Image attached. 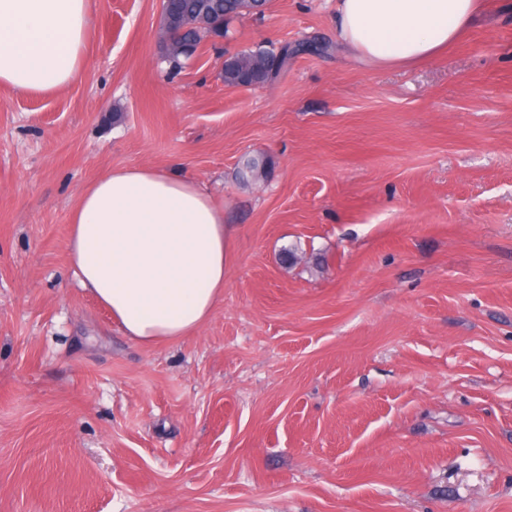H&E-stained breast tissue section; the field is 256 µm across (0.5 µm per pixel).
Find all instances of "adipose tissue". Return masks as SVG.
Returning <instances> with one entry per match:
<instances>
[{
	"instance_id": "adipose-tissue-1",
	"label": "adipose tissue",
	"mask_w": 512,
	"mask_h": 512,
	"mask_svg": "<svg viewBox=\"0 0 512 512\" xmlns=\"http://www.w3.org/2000/svg\"><path fill=\"white\" fill-rule=\"evenodd\" d=\"M479 0H336V39L376 68L433 58L473 23ZM89 0H0V88L54 92L86 69ZM68 252L81 288L126 336L190 335L224 295V208L163 169L119 167L81 191Z\"/></svg>"
}]
</instances>
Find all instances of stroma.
Instances as JSON below:
<instances>
[{
	"mask_svg": "<svg viewBox=\"0 0 512 512\" xmlns=\"http://www.w3.org/2000/svg\"><path fill=\"white\" fill-rule=\"evenodd\" d=\"M91 10L80 80L0 89V512H512V0L405 68L337 44L335 0H268L228 51L325 49L256 89L207 43L170 70L160 0ZM126 166L224 205V297L173 341L68 258Z\"/></svg>",
	"mask_w": 512,
	"mask_h": 512,
	"instance_id": "obj_1",
	"label": "stroma"
}]
</instances>
